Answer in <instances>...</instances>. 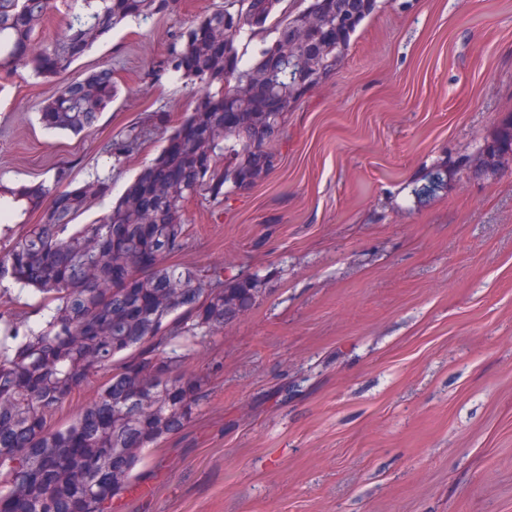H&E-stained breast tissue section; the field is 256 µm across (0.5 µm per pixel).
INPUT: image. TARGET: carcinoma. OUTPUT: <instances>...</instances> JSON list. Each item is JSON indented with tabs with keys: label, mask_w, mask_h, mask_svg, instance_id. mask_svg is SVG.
Wrapping results in <instances>:
<instances>
[{
	"label": "carcinoma",
	"mask_w": 512,
	"mask_h": 512,
	"mask_svg": "<svg viewBox=\"0 0 512 512\" xmlns=\"http://www.w3.org/2000/svg\"><path fill=\"white\" fill-rule=\"evenodd\" d=\"M224 0L179 29L158 65L195 88L177 124L163 109L124 127L105 144L121 167L158 130L159 153L112 209L77 219L112 183L73 185L65 167L31 186L0 191V215H37L0 250V285L39 294L49 315L19 335L18 313L0 310V512H104L144 461L143 450L176 434L198 411L206 376L186 363L195 347L240 319L262 297L263 279L240 269L168 263L189 240L185 204L221 207L275 167L273 145L288 112L334 74L354 35L386 0ZM177 0H0V91L31 72L55 78L95 42L129 20L166 16ZM51 15L65 19L39 42ZM336 25L324 37L322 26ZM255 44L250 58L241 42ZM112 68L61 83L39 110L47 129L89 134L117 98ZM477 154L484 169L512 159V113ZM453 171L431 166L411 195L424 206L446 191ZM96 398L60 426L56 414L100 372Z\"/></svg>",
	"instance_id": "cac0c4a2"
}]
</instances>
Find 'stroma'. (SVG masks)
<instances>
[{"label": "stroma", "mask_w": 512, "mask_h": 512, "mask_svg": "<svg viewBox=\"0 0 512 512\" xmlns=\"http://www.w3.org/2000/svg\"><path fill=\"white\" fill-rule=\"evenodd\" d=\"M224 0L130 21L67 79L110 65L119 87L92 133L45 129L56 83L0 94V185L70 168L111 175L108 212L160 150L124 165L111 134L189 85L155 71L174 32ZM512 113V0H390L335 75L289 112L274 169L222 207L190 201L175 260L259 271V303L199 346L197 415L145 449L107 512H512V162L468 156ZM457 168L423 207L409 187Z\"/></svg>", "instance_id": "1"}]
</instances>
